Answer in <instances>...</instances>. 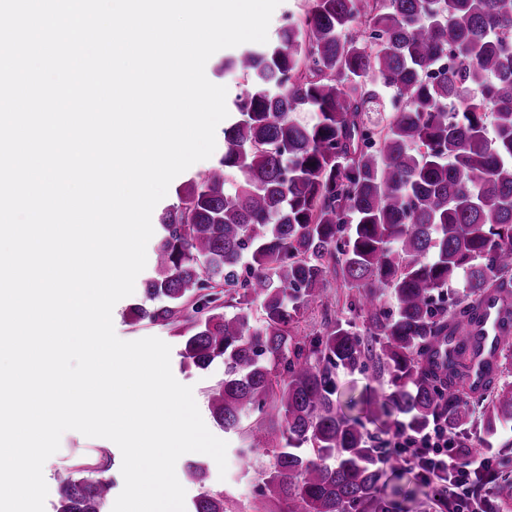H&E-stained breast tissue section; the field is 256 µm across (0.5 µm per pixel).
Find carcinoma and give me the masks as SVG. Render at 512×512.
<instances>
[{"label": "carcinoma", "mask_w": 512, "mask_h": 512, "mask_svg": "<svg viewBox=\"0 0 512 512\" xmlns=\"http://www.w3.org/2000/svg\"><path fill=\"white\" fill-rule=\"evenodd\" d=\"M224 69L244 80L224 152L162 212L144 295L163 303L137 320L182 338L183 368L224 364L212 417L246 459H274L255 512H393L380 487L403 463L366 423L489 436L512 423V0H308ZM304 107L315 124L293 117ZM209 281L222 291L202 314L191 298ZM336 284L351 317L299 335ZM450 288L461 299L440 304ZM489 297L505 341L478 381L481 341L454 336ZM340 368L384 373L389 391L339 415ZM495 454L472 478L484 512L512 506V441ZM186 475L202 489L193 512H226L207 467ZM110 487L66 476L58 512H102Z\"/></svg>", "instance_id": "carcinoma-1"}]
</instances>
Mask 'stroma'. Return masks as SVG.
I'll return each instance as SVG.
<instances>
[{"mask_svg": "<svg viewBox=\"0 0 512 512\" xmlns=\"http://www.w3.org/2000/svg\"><path fill=\"white\" fill-rule=\"evenodd\" d=\"M143 299L144 290L138 287L135 288L131 296L116 303L112 312L116 335L125 341L155 336L168 343L172 350L170 360L174 377L180 383L192 386L194 399L206 426L212 434L225 439L228 444L227 471L223 474L219 473L215 461L210 456L179 458L176 464V475L186 491V502H193L201 489L189 480L186 470L189 465L202 464L209 469V480L206 487L223 492L227 512H250V507L257 495L261 464L256 460L243 461L239 459L237 448L240 441L238 436L231 432H224L216 424L208 410L205 398L209 387L223 378V365L214 364L204 370H182L178 363V352L181 348L180 338L173 336L166 327L136 320L132 315V307L142 303ZM100 455L104 456L107 461L105 475L113 482V494H120L124 481L121 474L122 455L117 445L104 438H88L79 432L70 430L62 435L58 452L51 456L43 467V475L48 486L45 512H56L62 479L69 472L74 471L75 467L84 460ZM397 486L412 488L413 496L408 499L396 498L393 489ZM381 494L387 500L396 501L399 512H445L433 485L427 483L414 471H406L394 477L390 485L383 487Z\"/></svg>", "mask_w": 512, "mask_h": 512, "instance_id": "obj_1", "label": "stroma"}]
</instances>
